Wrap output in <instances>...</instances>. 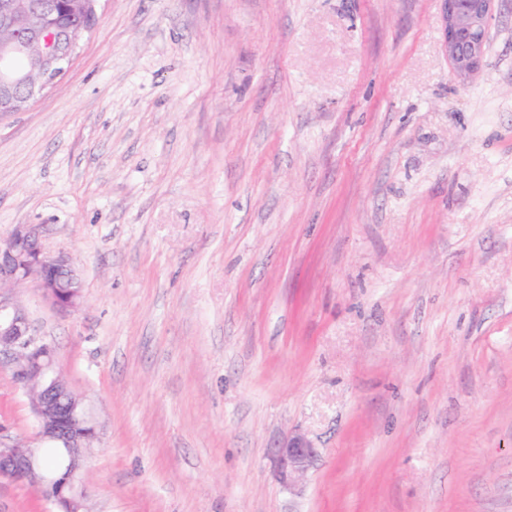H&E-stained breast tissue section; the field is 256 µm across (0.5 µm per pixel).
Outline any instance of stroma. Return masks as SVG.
I'll return each instance as SVG.
<instances>
[{
  "instance_id": "1",
  "label": "stroma",
  "mask_w": 512,
  "mask_h": 512,
  "mask_svg": "<svg viewBox=\"0 0 512 512\" xmlns=\"http://www.w3.org/2000/svg\"><path fill=\"white\" fill-rule=\"evenodd\" d=\"M100 13L0 120V237L81 282L19 297L100 424L91 512H512V0L465 84L440 0ZM0 421L36 431L6 369ZM281 481L289 489L295 487V479L306 473L312 466L317 454L315 448L300 435H291L286 441L274 448Z\"/></svg>"
}]
</instances>
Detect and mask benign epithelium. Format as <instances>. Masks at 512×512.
I'll use <instances>...</instances> for the list:
<instances>
[{
    "mask_svg": "<svg viewBox=\"0 0 512 512\" xmlns=\"http://www.w3.org/2000/svg\"><path fill=\"white\" fill-rule=\"evenodd\" d=\"M497 0H441L443 51L452 74L468 81L482 64L487 33ZM65 8L59 0H0V29L10 36L0 41V118L23 112L31 101L64 75L88 29L62 25L50 30L45 16ZM33 282L60 312L78 307L64 301L59 288L80 287L71 257L50 253L40 243L34 224H19L0 238V367L12 369L25 394L37 432L31 438L14 435L0 424V479L48 493L55 501L79 505L89 493L81 480L99 423L88 412L84 396L61 380L52 347L36 332L10 284ZM62 451L55 475L45 469L40 448ZM281 481L292 489L316 458L315 448L300 435H291L274 449Z\"/></svg>",
    "mask_w": 512,
    "mask_h": 512,
    "instance_id": "obj_1",
    "label": "benign epithelium"
}]
</instances>
